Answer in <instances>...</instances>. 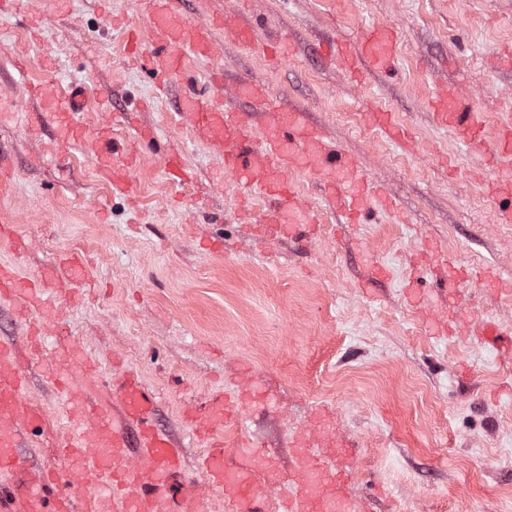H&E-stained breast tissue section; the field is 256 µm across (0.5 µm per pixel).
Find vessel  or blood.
<instances>
[{"label":"vessel or blood","instance_id":"b4317fda","mask_svg":"<svg viewBox=\"0 0 512 512\" xmlns=\"http://www.w3.org/2000/svg\"><path fill=\"white\" fill-rule=\"evenodd\" d=\"M152 38L135 50L142 68L159 83L177 78L183 87V111L202 130L224 157V172L233 184H242L271 200L264 223L276 233L306 237L308 225L288 178L292 170L306 168L322 175L331 188L329 202L350 223L362 222L371 199L365 178L354 160L323 141L319 131L301 113L278 112L265 127L260 143H253L241 113L229 112L216 103L222 75H214L210 89L196 86L186 60L205 61L213 54V25L184 18L177 0H149ZM396 32L375 27L344 47L345 64L352 76L391 70L395 61ZM433 109L438 121L465 143H485L484 126L465 97L454 89L438 93ZM99 145L94 162L116 194L131 187L132 170L139 152L115 156L110 139L96 134ZM36 308L44 302L43 282L18 276L0 266V295ZM479 336L494 347H512V333L495 322H482ZM27 375L16 351L0 344V471L17 476L36 474L35 485L21 490L0 484V512H199V500L176 490L181 472L180 451L152 424L155 395L136 379L110 381L116 391L121 417L108 406H85L71 415L72 432L63 446L71 467L70 481L54 470L33 472L20 452L24 432L36 430L42 415L26 395ZM238 409L235 401L212 399L203 422L207 435L204 468L211 489L223 495L236 512H352L339 477H324L319 467L305 459L296 462V493L273 501L271 490L282 481L270 453L256 448L239 451L236 465L224 461V439L217 436Z\"/></svg>","mask_w":512,"mask_h":512}]
</instances>
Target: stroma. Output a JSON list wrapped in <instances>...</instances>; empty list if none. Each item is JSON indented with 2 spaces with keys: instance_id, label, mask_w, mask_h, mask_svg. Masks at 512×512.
<instances>
[{
  "instance_id": "35a3bbf8",
  "label": "stroma",
  "mask_w": 512,
  "mask_h": 512,
  "mask_svg": "<svg viewBox=\"0 0 512 512\" xmlns=\"http://www.w3.org/2000/svg\"><path fill=\"white\" fill-rule=\"evenodd\" d=\"M187 19L217 9L257 19L254 41L214 33L210 60L191 65L200 85L223 69L225 87L252 79L269 92L267 112L305 114L325 138L354 155L397 213L372 205L362 224H340L322 178L295 171L314 238L247 239L240 210L261 216L265 201L225 182L224 162L180 115L182 87L158 92L128 66L110 19L147 32L148 0H14L0 15V144L13 175L0 180V263L24 278L69 255L80 280L61 278L49 308L19 311L0 301V341L25 344L44 324L30 396L46 418L23 451L37 466L61 463L70 428L49 370L76 348L97 366L92 394L121 359L156 397L154 425L182 444L187 490L201 512H233L206 485L205 449L185 420L189 408L250 388L242 423L227 444L256 443L291 467L290 442L333 437L353 443V492L361 512H512V352L473 334L475 316L512 327V223L487 186L512 173L492 166L438 125L430 102L453 86L479 112L488 134L512 119V0H183ZM387 24L398 33L390 78H351L324 57L326 44ZM276 43L286 63L262 50ZM63 101L81 87L87 131L112 124L124 149L140 126L156 128L160 152L133 176L135 204L113 196L94 170L93 143L48 154L58 125L31 87ZM389 112L408 137H389L369 113ZM191 178L171 188L165 153ZM441 250L463 269L491 272L502 294L480 281L431 287Z\"/></svg>"
}]
</instances>
